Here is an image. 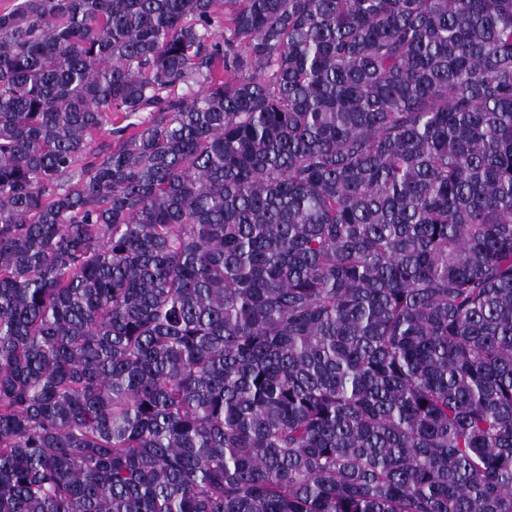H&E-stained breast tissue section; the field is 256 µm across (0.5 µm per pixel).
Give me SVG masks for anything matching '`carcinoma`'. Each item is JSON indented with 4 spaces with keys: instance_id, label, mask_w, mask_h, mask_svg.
Masks as SVG:
<instances>
[{
    "instance_id": "obj_1",
    "label": "carcinoma",
    "mask_w": 512,
    "mask_h": 512,
    "mask_svg": "<svg viewBox=\"0 0 512 512\" xmlns=\"http://www.w3.org/2000/svg\"><path fill=\"white\" fill-rule=\"evenodd\" d=\"M0 512H512V0L0 11Z\"/></svg>"
}]
</instances>
